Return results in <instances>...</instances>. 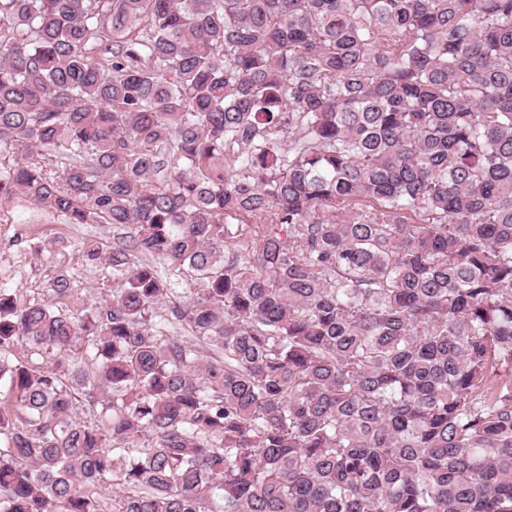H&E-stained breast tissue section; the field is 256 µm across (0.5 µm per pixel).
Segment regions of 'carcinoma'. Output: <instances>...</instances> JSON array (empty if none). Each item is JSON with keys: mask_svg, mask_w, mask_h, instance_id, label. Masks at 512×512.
Segmentation results:
<instances>
[{"mask_svg": "<svg viewBox=\"0 0 512 512\" xmlns=\"http://www.w3.org/2000/svg\"><path fill=\"white\" fill-rule=\"evenodd\" d=\"M18 197L0 512H512V0H0ZM0 221V285L16 289L24 301L47 299L54 277L68 271L75 291L91 300L102 301L112 288L102 271L82 266L78 247L102 242L112 247L117 238L133 235L128 226L112 224H66L63 217L15 199ZM50 241H60L53 247ZM39 245L45 250L36 253Z\"/></svg>", "mask_w": 512, "mask_h": 512, "instance_id": "carcinoma-1", "label": "carcinoma"}]
</instances>
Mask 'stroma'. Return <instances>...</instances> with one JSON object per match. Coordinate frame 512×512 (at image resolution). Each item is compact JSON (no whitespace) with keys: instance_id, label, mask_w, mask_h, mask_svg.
<instances>
[{"instance_id":"1","label":"stroma","mask_w":512,"mask_h":512,"mask_svg":"<svg viewBox=\"0 0 512 512\" xmlns=\"http://www.w3.org/2000/svg\"><path fill=\"white\" fill-rule=\"evenodd\" d=\"M131 233L128 226L69 224L61 216L15 199L0 221V285L37 302L49 297L54 277L65 270L76 292L103 300L112 285L101 271L82 266L78 249L95 241L109 245Z\"/></svg>"}]
</instances>
